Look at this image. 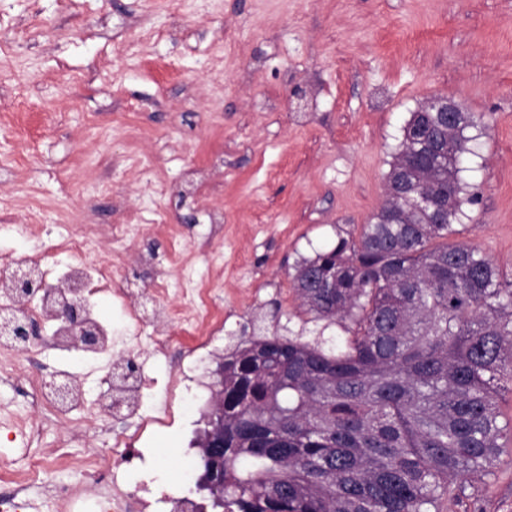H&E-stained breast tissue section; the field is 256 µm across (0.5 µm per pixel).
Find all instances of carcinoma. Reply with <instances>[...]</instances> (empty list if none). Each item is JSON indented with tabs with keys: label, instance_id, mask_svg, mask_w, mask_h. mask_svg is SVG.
Instances as JSON below:
<instances>
[{
	"label": "carcinoma",
	"instance_id": "obj_1",
	"mask_svg": "<svg viewBox=\"0 0 512 512\" xmlns=\"http://www.w3.org/2000/svg\"><path fill=\"white\" fill-rule=\"evenodd\" d=\"M472 112H413L358 237L294 267L304 311L337 325L254 334L224 356L221 512H443L500 462L512 392V282L453 241Z\"/></svg>",
	"mask_w": 512,
	"mask_h": 512
}]
</instances>
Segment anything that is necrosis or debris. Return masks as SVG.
<instances>
[{
    "label": "necrosis or debris",
    "instance_id": "necrosis-or-debris-1",
    "mask_svg": "<svg viewBox=\"0 0 512 512\" xmlns=\"http://www.w3.org/2000/svg\"><path fill=\"white\" fill-rule=\"evenodd\" d=\"M147 219L143 211H132L121 224H71L62 240L52 246L42 245L44 227L32 221L14 225L16 235L32 240V248L0 266V278H11L18 270L35 275L39 282H47L51 268L46 259L49 253L68 254L71 258L64 276L65 287L52 294L37 291L26 300L12 298L0 289V317L16 320L54 323L50 338H31L26 344H17L11 337L0 335V372L11 373L14 357L52 347L71 350L72 344L62 326L54 322V310L72 301H80L88 326L98 336L97 353L118 354L126 358V336L139 332L147 318L166 321L169 332L159 334L150 347L138 352L140 362L155 361L164 366L165 389L177 397L182 409L196 406L201 393L197 388L196 372L211 355L217 333L224 320L212 315L206 307L211 293V280L206 269H191L185 292L191 303L161 306L169 294L165 275L154 278L149 287L133 289L129 286V270L123 253L116 251L119 242L134 240ZM109 296L121 309L126 323V335H116L111 325L98 314L97 298ZM114 405L113 414L130 419L132 428L112 436V471L104 473L97 455L78 459L77 465L95 478L97 512H200L198 502L190 495L168 486L141 479L148 468L146 448L155 432L179 426L180 421L171 406H156L147 388L146 375L135 378L111 377ZM38 406L56 419L68 421L73 410L83 405V390L78 378L68 371H60L40 387Z\"/></svg>",
    "mask_w": 512,
    "mask_h": 512
}]
</instances>
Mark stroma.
<instances>
[{"label": "stroma", "instance_id": "obj_1", "mask_svg": "<svg viewBox=\"0 0 512 512\" xmlns=\"http://www.w3.org/2000/svg\"><path fill=\"white\" fill-rule=\"evenodd\" d=\"M435 96L480 119L462 239L512 280V0H0V215L22 223L33 203L47 224H115L160 211L165 223L119 249L140 280L174 281L168 256L192 244L217 284L222 346L253 327L336 336L301 321L293 267L379 210L402 128ZM42 360L83 377L98 407L107 358ZM38 380L23 360L0 375V425L29 414ZM188 442L155 435L167 484L201 476L179 454ZM58 446L68 459L46 486L92 487L72 465L92 452L112 467L108 435L43 421L42 450ZM450 512H512V467Z\"/></svg>", "mask_w": 512, "mask_h": 512}]
</instances>
